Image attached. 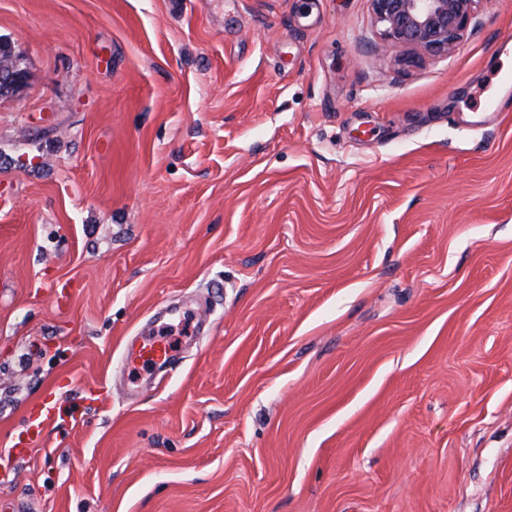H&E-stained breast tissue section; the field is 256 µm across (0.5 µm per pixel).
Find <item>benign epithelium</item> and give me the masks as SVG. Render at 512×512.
<instances>
[{"label": "benign epithelium", "mask_w": 512, "mask_h": 512, "mask_svg": "<svg viewBox=\"0 0 512 512\" xmlns=\"http://www.w3.org/2000/svg\"><path fill=\"white\" fill-rule=\"evenodd\" d=\"M380 35L409 47L416 57L446 56L468 36L482 0H371ZM23 60L0 50V94L27 81Z\"/></svg>", "instance_id": "benign-epithelium-1"}]
</instances>
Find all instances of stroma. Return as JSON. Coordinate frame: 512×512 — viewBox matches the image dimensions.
Segmentation results:
<instances>
[{"instance_id":"35a3bbf8","label":"stroma","mask_w":512,"mask_h":512,"mask_svg":"<svg viewBox=\"0 0 512 512\" xmlns=\"http://www.w3.org/2000/svg\"><path fill=\"white\" fill-rule=\"evenodd\" d=\"M509 30L407 66L370 0H0V512H512ZM28 73L23 60L9 49L0 52V94L14 92L27 81ZM171 346L161 339L149 338L145 340L138 351V358L143 364L163 366L172 357Z\"/></svg>"}]
</instances>
